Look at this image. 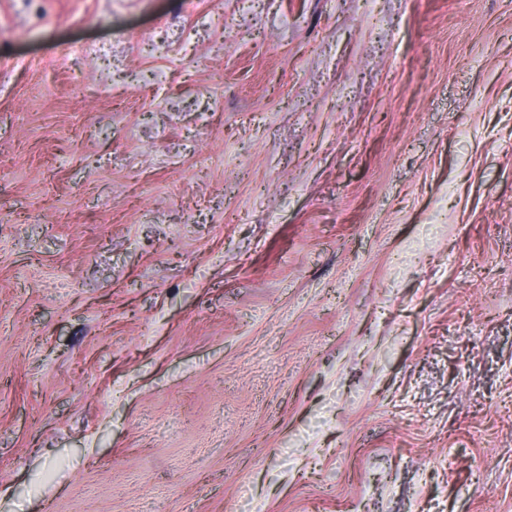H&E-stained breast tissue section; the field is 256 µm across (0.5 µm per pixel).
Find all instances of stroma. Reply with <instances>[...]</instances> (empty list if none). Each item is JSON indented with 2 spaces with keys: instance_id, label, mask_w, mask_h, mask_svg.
Instances as JSON below:
<instances>
[{
  "instance_id": "35a3bbf8",
  "label": "stroma",
  "mask_w": 512,
  "mask_h": 512,
  "mask_svg": "<svg viewBox=\"0 0 512 512\" xmlns=\"http://www.w3.org/2000/svg\"><path fill=\"white\" fill-rule=\"evenodd\" d=\"M0 512H512V0H0Z\"/></svg>"
}]
</instances>
